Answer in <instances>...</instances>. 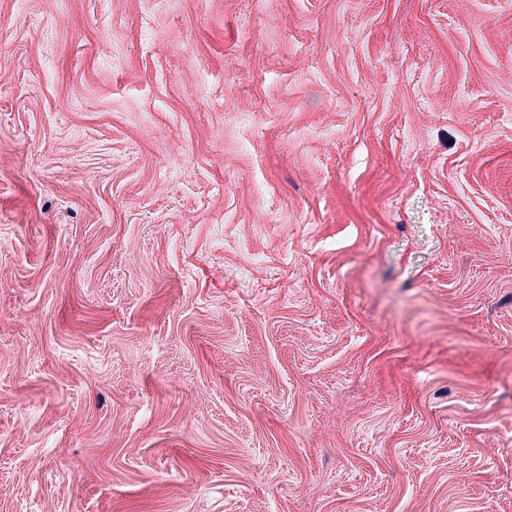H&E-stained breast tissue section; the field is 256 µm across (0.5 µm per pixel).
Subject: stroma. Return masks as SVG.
Masks as SVG:
<instances>
[{"instance_id":"1","label":"stroma","mask_w":512,"mask_h":512,"mask_svg":"<svg viewBox=\"0 0 512 512\" xmlns=\"http://www.w3.org/2000/svg\"><path fill=\"white\" fill-rule=\"evenodd\" d=\"M0 512H512V0H0Z\"/></svg>"}]
</instances>
